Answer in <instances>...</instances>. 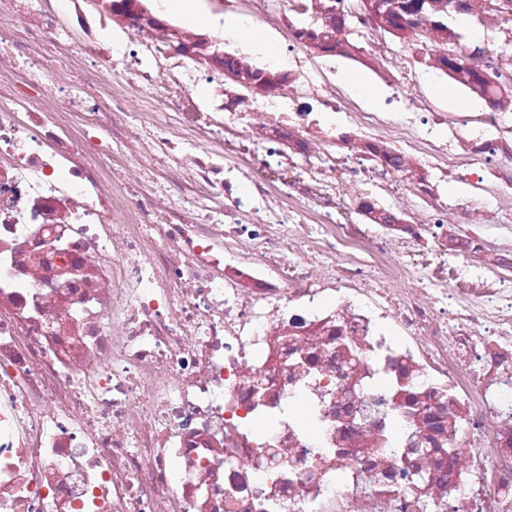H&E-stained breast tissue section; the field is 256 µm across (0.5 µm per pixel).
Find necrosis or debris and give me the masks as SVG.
Masks as SVG:
<instances>
[{"instance_id": "1", "label": "necrosis or debris", "mask_w": 512, "mask_h": 512, "mask_svg": "<svg viewBox=\"0 0 512 512\" xmlns=\"http://www.w3.org/2000/svg\"><path fill=\"white\" fill-rule=\"evenodd\" d=\"M195 2L0 0V512H512V0ZM190 1L191 0H166L165 6L168 11L185 16L196 27H208L211 23L210 15L199 9L195 3ZM224 14V38L227 37L234 40L237 43L247 44L253 47L259 53L263 54L270 61H285L281 55V53L285 55L283 49L284 40L279 33H277L275 30L265 27L259 22L251 20L255 24L258 32L263 36L273 39L277 44L276 46L258 37L253 27L246 23L244 20L233 17H226L229 15L244 16L243 14L229 10H224ZM338 66V75L353 91L361 94L366 101L374 106L381 104V93L377 87L370 83L362 74L342 67L341 63L336 61ZM434 75L431 71H423L421 74V84L426 92L428 98L436 105L442 106V103L445 104L449 111L451 112H474L481 108V103L471 97H461L457 95L456 93L449 92L448 86L453 88L449 82L442 81L443 83L447 84L444 85L438 81L432 80L430 81V87H429V80ZM432 92H431V90ZM434 95H433V94ZM442 102H440L437 98ZM481 111V109L479 110ZM477 111V112H479Z\"/></svg>"}]
</instances>
